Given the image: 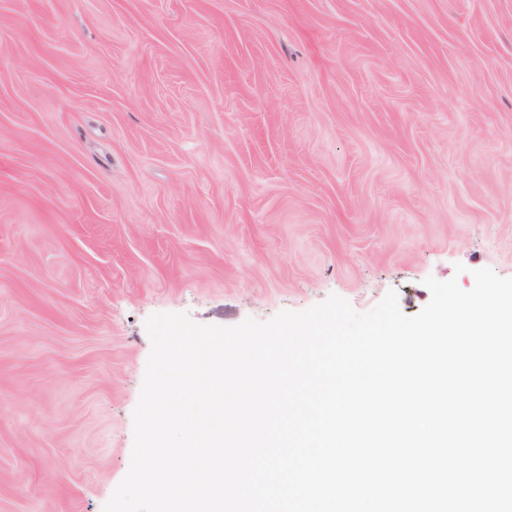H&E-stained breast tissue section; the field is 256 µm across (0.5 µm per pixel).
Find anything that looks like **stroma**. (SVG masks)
<instances>
[{
	"label": "stroma",
	"instance_id": "stroma-1",
	"mask_svg": "<svg viewBox=\"0 0 512 512\" xmlns=\"http://www.w3.org/2000/svg\"><path fill=\"white\" fill-rule=\"evenodd\" d=\"M480 268L512 0H0V512H103L149 316L414 315Z\"/></svg>",
	"mask_w": 512,
	"mask_h": 512
}]
</instances>
